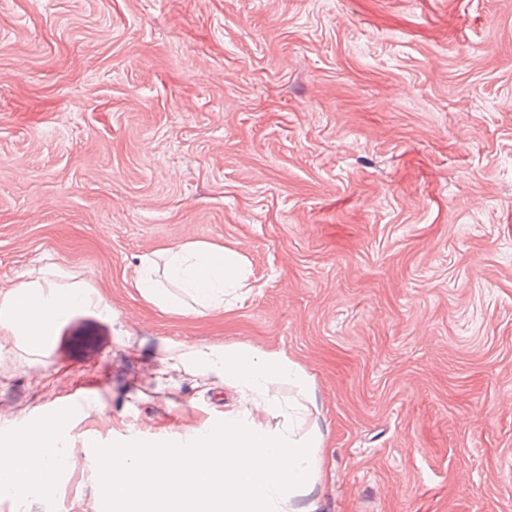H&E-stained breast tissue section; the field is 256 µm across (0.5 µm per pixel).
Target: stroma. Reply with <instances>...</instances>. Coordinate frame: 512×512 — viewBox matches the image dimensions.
Wrapping results in <instances>:
<instances>
[{
  "label": "stroma",
  "mask_w": 512,
  "mask_h": 512,
  "mask_svg": "<svg viewBox=\"0 0 512 512\" xmlns=\"http://www.w3.org/2000/svg\"><path fill=\"white\" fill-rule=\"evenodd\" d=\"M248 261L165 314L143 256ZM54 262L112 309L82 365L11 337L0 414L88 395L80 452L224 417L216 378L142 385L161 342L312 377L315 512H512V0H0V287ZM0 512H106L96 475Z\"/></svg>",
  "instance_id": "stroma-1"
}]
</instances>
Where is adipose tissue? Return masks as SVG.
<instances>
[{
  "instance_id": "1",
  "label": "adipose tissue",
  "mask_w": 512,
  "mask_h": 512,
  "mask_svg": "<svg viewBox=\"0 0 512 512\" xmlns=\"http://www.w3.org/2000/svg\"><path fill=\"white\" fill-rule=\"evenodd\" d=\"M244 262L233 250L190 242L168 250L159 261L143 257L135 286L165 312L185 314L194 305L220 310L226 289L240 287ZM81 311L112 313L93 288L48 264L19 286L0 289V334L15 337L18 349L44 356L51 337ZM174 371L217 377L238 402L225 411L223 421L195 429L192 448L107 449L82 458L65 432L68 414H57L50 425L5 421L0 423V454L9 456L12 466L0 473V494L16 501L51 497L61 472L79 457L97 474L113 512H314V505L300 507L296 500L312 489L320 434L306 428L299 412L286 413L275 431L256 420L258 412L279 404L273 382L310 396L312 380L303 369L281 352L259 354L240 344H183L160 358L151 380L163 383Z\"/></svg>"
}]
</instances>
